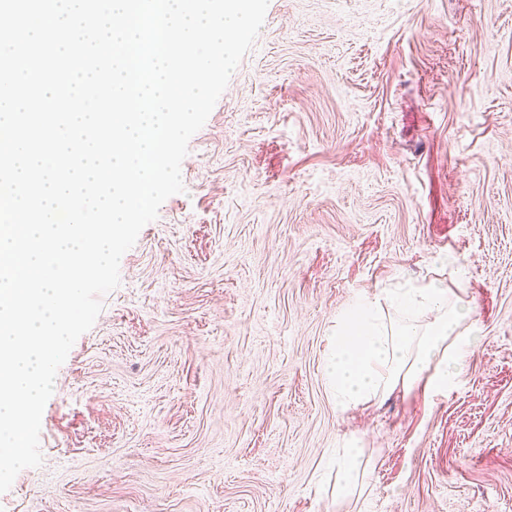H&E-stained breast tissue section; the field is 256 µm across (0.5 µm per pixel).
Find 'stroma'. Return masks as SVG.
Segmentation results:
<instances>
[{
  "label": "stroma",
  "mask_w": 512,
  "mask_h": 512,
  "mask_svg": "<svg viewBox=\"0 0 512 512\" xmlns=\"http://www.w3.org/2000/svg\"><path fill=\"white\" fill-rule=\"evenodd\" d=\"M181 176L0 512H512V0H270ZM434 278L476 323L454 385L341 411L339 314ZM347 447L351 448H342L337 461L336 479L332 490L336 501L352 492L362 465V462L359 460V448H354V445Z\"/></svg>",
  "instance_id": "obj_1"
}]
</instances>
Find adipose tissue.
<instances>
[{
    "mask_svg": "<svg viewBox=\"0 0 512 512\" xmlns=\"http://www.w3.org/2000/svg\"><path fill=\"white\" fill-rule=\"evenodd\" d=\"M465 318L449 289L433 281L360 296L341 314L324 365L337 406L345 411L420 384L452 386L472 347Z\"/></svg>",
    "mask_w": 512,
    "mask_h": 512,
    "instance_id": "ef3b65f1",
    "label": "adipose tissue"
}]
</instances>
